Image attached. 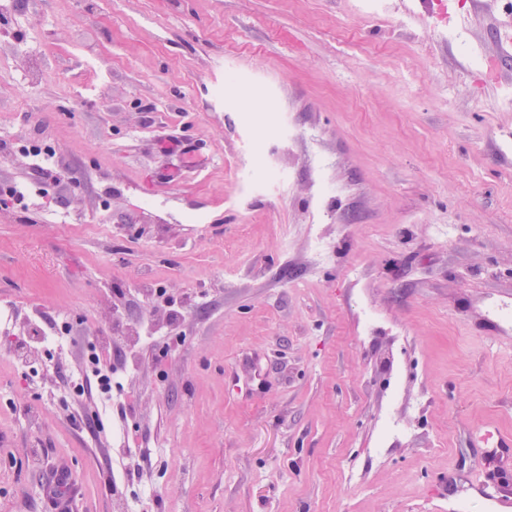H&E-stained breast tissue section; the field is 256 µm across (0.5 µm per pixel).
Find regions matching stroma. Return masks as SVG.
<instances>
[{
  "mask_svg": "<svg viewBox=\"0 0 512 512\" xmlns=\"http://www.w3.org/2000/svg\"><path fill=\"white\" fill-rule=\"evenodd\" d=\"M406 2L0 0V182L56 150L0 204V512L58 471L72 512L116 477L129 512H512V41L495 0ZM147 311L180 344L125 383L138 475L65 381Z\"/></svg>",
  "mask_w": 512,
  "mask_h": 512,
  "instance_id": "obj_1",
  "label": "stroma"
}]
</instances>
